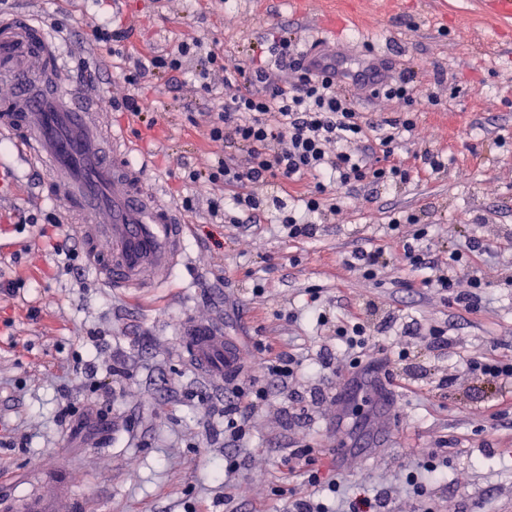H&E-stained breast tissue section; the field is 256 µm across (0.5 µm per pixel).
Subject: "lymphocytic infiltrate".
Masks as SVG:
<instances>
[{
    "instance_id": "obj_1",
    "label": "lymphocytic infiltrate",
    "mask_w": 512,
    "mask_h": 512,
    "mask_svg": "<svg viewBox=\"0 0 512 512\" xmlns=\"http://www.w3.org/2000/svg\"><path fill=\"white\" fill-rule=\"evenodd\" d=\"M258 57L227 64L223 55L202 51L199 40L182 41L176 47L149 55L146 62L124 70L123 80L138 86L145 74L172 77L186 65H194L199 87L211 91L223 78L224 106L209 122L208 137L221 149L208 171L189 170L190 182L224 183L235 191L236 215L229 221L241 228L255 222L260 212L275 209L289 238L311 239L318 233L315 217L336 213L335 192L369 181L387 186L410 183L412 172L395 159L402 133L416 126V74L392 78L382 65H366L359 73L339 71L330 57L299 51L295 37L271 33L260 46ZM399 101L406 109L396 117L368 121L359 98ZM291 183L298 190L302 209L287 205L277 189ZM267 187L259 195L258 187ZM412 214L391 216L388 228L414 225L411 239L397 243L396 251L382 247L358 248L346 260L362 278L377 279L392 256H399L415 271H425L420 287L452 293L464 311L478 310L485 282L476 266L486 247L479 238L448 254V269L440 272L430 259L427 227L415 224ZM352 357L350 368H359L376 346L370 324L361 310H349L336 324ZM268 358L245 375L232 389L233 401L224 408V431L232 446L243 443L253 418L268 404V381L280 388L297 379L302 363L294 355L264 346Z\"/></svg>"
}]
</instances>
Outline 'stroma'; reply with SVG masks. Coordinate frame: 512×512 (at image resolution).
Returning <instances> with one entry per match:
<instances>
[{
	"instance_id": "obj_1",
	"label": "stroma",
	"mask_w": 512,
	"mask_h": 512,
	"mask_svg": "<svg viewBox=\"0 0 512 512\" xmlns=\"http://www.w3.org/2000/svg\"><path fill=\"white\" fill-rule=\"evenodd\" d=\"M25 12L58 22L75 75L99 71L105 105L129 94V57L192 37L229 64L273 29L352 70L384 59L392 76L411 69L419 78L416 126L402 135L399 159L410 166L429 151L447 165L401 189L347 187L312 239L291 240L266 218L239 229L208 211L223 185L184 178L185 166L207 169L219 152L188 116L218 111L223 83L204 93L148 76V111L114 118L153 151V175L174 205L193 198L184 214L192 231L186 262L165 287L119 293L91 269L79 278L68 270L58 248L80 244L74 224L45 173L0 136V282L20 285L0 292V512H194L201 503L209 512H287L307 489L305 474L283 476L290 450L307 445L332 458L340 444L353 452L335 479L381 495L390 512H512V414L488 416L501 393L462 364L512 356V16H495L493 0H0L1 17ZM348 12L360 24L332 37L327 16ZM107 20L130 33L123 55L91 39L92 25ZM402 211L429 226L435 260L471 235L490 248L477 312L414 287L417 273L400 260L374 281L346 265L356 247L391 246L386 225ZM362 307L375 327L376 396L386 408L375 426L342 416L336 392L348 359L332 322L315 316L326 309L333 321ZM192 320L224 328L243 369L259 363L256 344L268 336L311 362L291 398L272 389L241 450L224 443V387L183 355L181 330ZM410 325L446 327L447 350L408 335ZM404 347L407 363L397 357ZM447 374L452 382L441 385ZM68 402L77 413L66 427L56 415ZM411 448L444 476L421 498L405 482ZM234 454L245 464L228 487L214 467Z\"/></svg>"
}]
</instances>
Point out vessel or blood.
<instances>
[{
  "label": "vessel or blood",
  "instance_id": "b4317fda",
  "mask_svg": "<svg viewBox=\"0 0 512 512\" xmlns=\"http://www.w3.org/2000/svg\"><path fill=\"white\" fill-rule=\"evenodd\" d=\"M13 96L0 106V134L22 133L20 149L45 168L75 220L92 268L107 288H154L181 262L189 226L130 164L133 145L113 128L96 88L71 84L54 27L27 16L0 18V74ZM184 344L194 366L223 381L239 366L218 328L192 324Z\"/></svg>",
  "mask_w": 512,
  "mask_h": 512
}]
</instances>
